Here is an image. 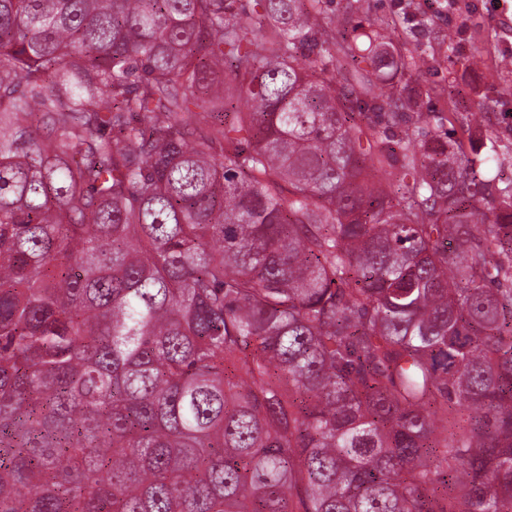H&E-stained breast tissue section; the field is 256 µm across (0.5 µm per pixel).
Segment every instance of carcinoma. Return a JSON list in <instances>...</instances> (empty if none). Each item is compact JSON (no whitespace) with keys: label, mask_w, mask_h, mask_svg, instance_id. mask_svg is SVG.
Returning a JSON list of instances; mask_svg holds the SVG:
<instances>
[{"label":"carcinoma","mask_w":512,"mask_h":512,"mask_svg":"<svg viewBox=\"0 0 512 512\" xmlns=\"http://www.w3.org/2000/svg\"><path fill=\"white\" fill-rule=\"evenodd\" d=\"M332 4L0 0V512H512V180Z\"/></svg>","instance_id":"obj_1"}]
</instances>
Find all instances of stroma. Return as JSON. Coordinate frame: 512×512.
<instances>
[{
    "label": "stroma",
    "instance_id": "35a3bbf8",
    "mask_svg": "<svg viewBox=\"0 0 512 512\" xmlns=\"http://www.w3.org/2000/svg\"><path fill=\"white\" fill-rule=\"evenodd\" d=\"M354 21H382L404 52L425 58L416 81L425 112L465 117L486 93L499 102L483 126L484 136L512 142V0H361ZM484 66L467 67L473 53Z\"/></svg>",
    "mask_w": 512,
    "mask_h": 512
}]
</instances>
